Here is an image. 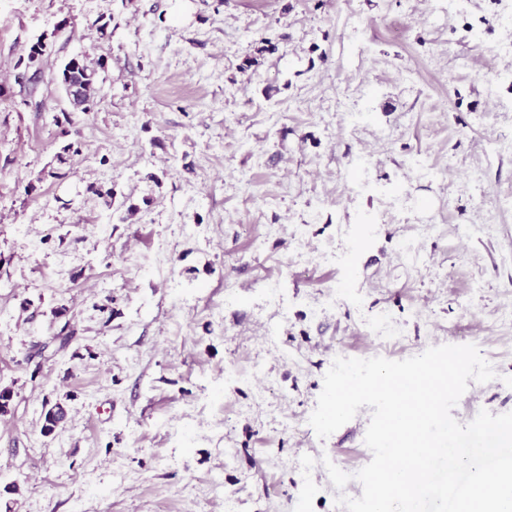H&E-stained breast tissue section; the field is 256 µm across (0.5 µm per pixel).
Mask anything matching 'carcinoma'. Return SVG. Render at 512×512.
Masks as SVG:
<instances>
[{"instance_id":"carcinoma-1","label":"carcinoma","mask_w":512,"mask_h":512,"mask_svg":"<svg viewBox=\"0 0 512 512\" xmlns=\"http://www.w3.org/2000/svg\"><path fill=\"white\" fill-rule=\"evenodd\" d=\"M28 65L41 72L51 70L50 82L58 84L67 98H76V104L82 106L81 113L87 117L100 105L105 97L103 94L100 72L107 69V58L102 56L90 63L86 57L76 54L65 61L58 70H53L48 60L44 59V45L32 46L28 53ZM68 411L61 402H56L44 411L42 432L53 434L67 419Z\"/></svg>"}]
</instances>
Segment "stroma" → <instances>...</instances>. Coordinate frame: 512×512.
<instances>
[{
    "instance_id": "1",
    "label": "stroma",
    "mask_w": 512,
    "mask_h": 512,
    "mask_svg": "<svg viewBox=\"0 0 512 512\" xmlns=\"http://www.w3.org/2000/svg\"><path fill=\"white\" fill-rule=\"evenodd\" d=\"M1 26L0 512H224L216 481L234 512H346L371 409L323 440L308 423L338 357L473 344L497 376L453 417L512 412V80L483 54L501 0H8ZM39 42L108 58L65 137L60 87L15 81ZM66 139V178L39 180ZM48 401L68 416L46 436ZM325 456L344 489L305 473Z\"/></svg>"
}]
</instances>
